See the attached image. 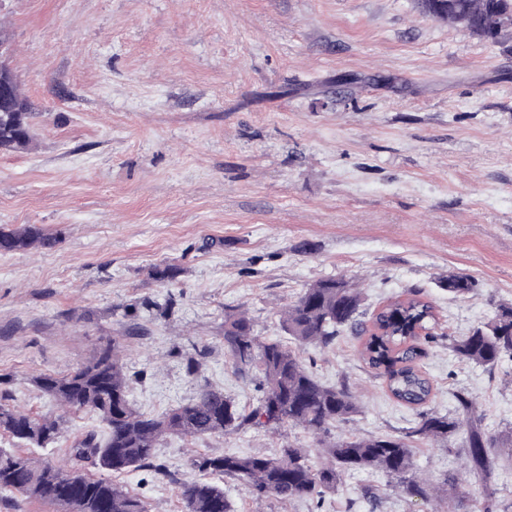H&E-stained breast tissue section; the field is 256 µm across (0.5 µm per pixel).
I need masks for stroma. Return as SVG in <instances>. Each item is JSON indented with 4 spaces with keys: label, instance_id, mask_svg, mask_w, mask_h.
<instances>
[{
    "label": "stroma",
    "instance_id": "1",
    "mask_svg": "<svg viewBox=\"0 0 512 512\" xmlns=\"http://www.w3.org/2000/svg\"><path fill=\"white\" fill-rule=\"evenodd\" d=\"M0 26L34 114L30 147L0 153V225L61 239L51 252H0V401L57 412L32 376L86 363L135 322L148 329L126 358L138 409L163 413L204 385L251 407L257 386L224 352L225 307L280 339V309L343 276L370 311L424 293L445 333L420 360L433 408L448 412L465 389L486 432L512 426V375L458 360L447 342L512 301L511 38L448 25L418 0H0ZM167 264L175 281L151 278ZM451 273L477 289L448 294ZM360 343L348 332L301 353L361 403L333 435L413 427ZM283 440L316 446L298 429L246 428L166 438L158 461L192 481L195 455L270 454ZM414 456L436 482L463 463L423 441ZM122 480L150 512H184L153 472ZM224 491L236 512L421 508L372 472L345 476L319 506L258 502L229 478Z\"/></svg>",
    "mask_w": 512,
    "mask_h": 512
}]
</instances>
